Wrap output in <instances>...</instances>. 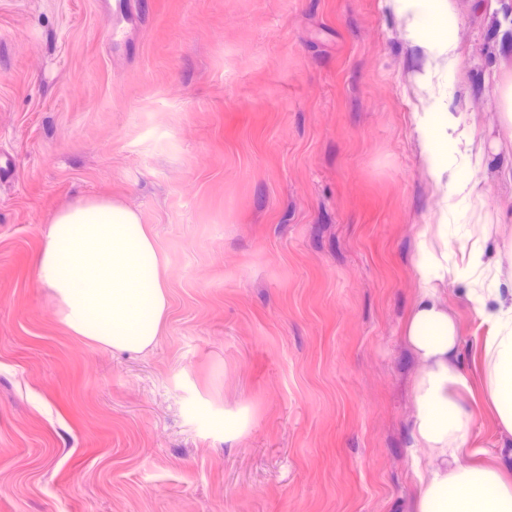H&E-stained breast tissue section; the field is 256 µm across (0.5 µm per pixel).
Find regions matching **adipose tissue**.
<instances>
[{
	"mask_svg": "<svg viewBox=\"0 0 512 512\" xmlns=\"http://www.w3.org/2000/svg\"><path fill=\"white\" fill-rule=\"evenodd\" d=\"M454 68L459 17L453 0H398ZM416 131L425 169L437 191L472 197V175L448 165V149L481 160L463 113L421 112ZM485 224L448 262V227L418 225L414 239L415 298L404 327L413 359L408 446L418 483L412 512H512V467L473 464L480 449L470 433L472 380L448 308V284H463L486 334L483 389L501 429L512 435V272L490 261ZM164 258L139 213L118 201L82 199L54 216L39 261L62 323L75 335L118 352L140 353L157 340L169 308Z\"/></svg>",
	"mask_w": 512,
	"mask_h": 512,
	"instance_id": "1",
	"label": "adipose tissue"
}]
</instances>
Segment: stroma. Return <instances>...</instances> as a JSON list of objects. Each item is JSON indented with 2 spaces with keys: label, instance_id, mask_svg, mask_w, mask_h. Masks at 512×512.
<instances>
[{
  "label": "stroma",
  "instance_id": "1",
  "mask_svg": "<svg viewBox=\"0 0 512 512\" xmlns=\"http://www.w3.org/2000/svg\"><path fill=\"white\" fill-rule=\"evenodd\" d=\"M0 0V512H411L417 225L512 229L500 0H455L457 66L393 0ZM484 159L443 197L414 115L447 98ZM81 197L136 210L166 257L156 345L60 321L38 259ZM463 362L485 329L447 288ZM249 426L224 439V414ZM486 462L512 438L477 407Z\"/></svg>",
  "mask_w": 512,
  "mask_h": 512
}]
</instances>
